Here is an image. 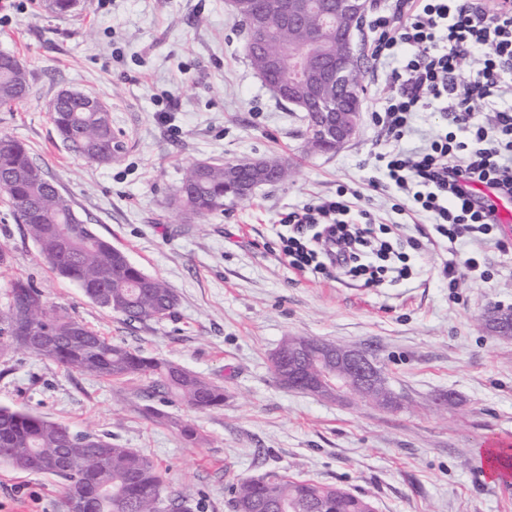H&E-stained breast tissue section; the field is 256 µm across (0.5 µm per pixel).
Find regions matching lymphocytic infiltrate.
Instances as JSON below:
<instances>
[{
	"instance_id": "lymphocytic-infiltrate-1",
	"label": "lymphocytic infiltrate",
	"mask_w": 512,
	"mask_h": 512,
	"mask_svg": "<svg viewBox=\"0 0 512 512\" xmlns=\"http://www.w3.org/2000/svg\"><path fill=\"white\" fill-rule=\"evenodd\" d=\"M371 27L374 62L392 58L395 48L409 50L390 73L391 95L374 112L375 125L398 142L412 115L430 107L447 117L451 130L424 149L377 153L385 178L370 181V189L395 190L428 213L448 240L487 233L491 216L471 206L458 182L479 181L512 195V108L486 122L474 109L512 95V0H395ZM476 54L480 68L461 76L462 60ZM349 211L340 190L285 213L292 234L283 238L281 254L288 264L329 278L339 271L361 276L373 286L390 274L408 276L406 255L393 254L372 225L348 222Z\"/></svg>"
}]
</instances>
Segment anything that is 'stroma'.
Listing matches in <instances>:
<instances>
[{
  "label": "stroma",
  "mask_w": 512,
  "mask_h": 512,
  "mask_svg": "<svg viewBox=\"0 0 512 512\" xmlns=\"http://www.w3.org/2000/svg\"><path fill=\"white\" fill-rule=\"evenodd\" d=\"M30 74L25 101L0 107V135L21 141L78 217L178 296L174 315L131 323L52 272L0 194V305L14 280L112 342L161 357L223 386L222 408L199 413L146 381H103L0 345V406L112 437L150 458L171 493L200 494L197 512H232V484L270 470L340 485L377 512H512V476L485 480L480 455L512 449V339L487 332L493 306L512 309V226L448 242L401 196L369 191L385 151L372 116L390 94L393 62L366 61L356 137L333 153L307 146L289 111L251 66L228 0H77L53 14L44 0H0V52ZM98 98L125 149L88 161L57 134L50 106L62 91ZM446 117L415 113L399 146L428 147ZM287 162L288 179L258 187L223 211L186 221L170 204L195 162ZM360 191L350 216L368 215L406 253L411 275L381 286L300 273L278 258L282 212L338 189ZM479 269L456 285L445 265L472 253ZM289 336L372 353L400 405L319 397L282 386L269 358ZM454 404L437 408L440 396ZM151 405L199 431L186 443L144 417ZM65 483L0 464V512H63Z\"/></svg>",
  "instance_id": "obj_1"
}]
</instances>
